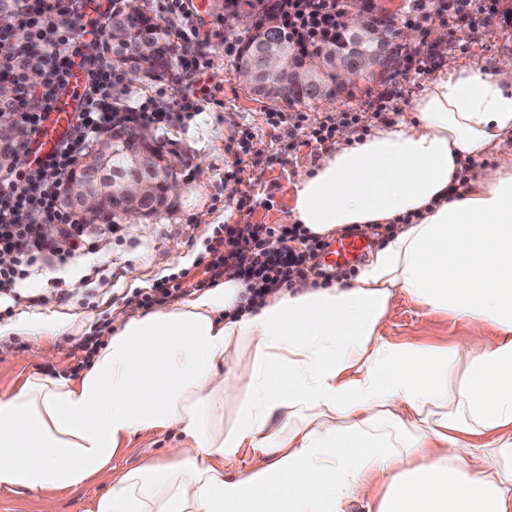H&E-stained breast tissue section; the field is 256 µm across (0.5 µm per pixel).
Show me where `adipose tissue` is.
<instances>
[{
  "mask_svg": "<svg viewBox=\"0 0 512 512\" xmlns=\"http://www.w3.org/2000/svg\"><path fill=\"white\" fill-rule=\"evenodd\" d=\"M511 142L512 65L444 64L407 115L294 178L310 235L385 230L355 281L255 298L228 277L115 312L78 377L0 395V489L79 487L132 437L173 430L166 462L124 470L93 512H512ZM399 296L496 334L391 342Z\"/></svg>",
  "mask_w": 512,
  "mask_h": 512,
  "instance_id": "1",
  "label": "adipose tissue"
}]
</instances>
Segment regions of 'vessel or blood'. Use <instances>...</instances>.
Wrapping results in <instances>:
<instances>
[{
  "mask_svg": "<svg viewBox=\"0 0 512 512\" xmlns=\"http://www.w3.org/2000/svg\"><path fill=\"white\" fill-rule=\"evenodd\" d=\"M85 84V72L82 67H73L68 79L65 94L51 105L48 117L40 127L38 135L30 145V158L43 161L51 156L67 136L73 116L81 104V94ZM369 247L368 241L359 234H348L335 241L327 249L328 265L346 267L360 260Z\"/></svg>",
  "mask_w": 512,
  "mask_h": 512,
  "instance_id": "vessel-or-blood-1",
  "label": "vessel or blood"
}]
</instances>
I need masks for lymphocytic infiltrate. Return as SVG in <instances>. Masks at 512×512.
<instances>
[{"label":"lymphocytic infiltrate","instance_id":"f902f5d3","mask_svg":"<svg viewBox=\"0 0 512 512\" xmlns=\"http://www.w3.org/2000/svg\"><path fill=\"white\" fill-rule=\"evenodd\" d=\"M62 11L80 18L79 0H22L21 6L0 23V39L24 33L25 44L10 58L0 62V79L19 88L18 95L0 103V114L15 116L28 135H35L46 111L67 83L74 56L80 51L76 28L61 29L54 17ZM168 13L178 20L177 36L184 48L180 60V81L186 92L173 104L150 102L133 108L120 105L121 88L106 52L86 56L87 84L85 105L77 113L65 141L38 167L26 163V145L15 149L14 165L0 170V290H15L37 266L50 263L64 267L82 252L92 249L87 231L58 206L60 177L85 153L94 134L116 122H162L172 111L192 110L196 79L204 67L197 31L186 0H168ZM43 61L41 80L26 79L30 55ZM43 224L61 225L59 238L40 235ZM283 241L280 251H269L272 236ZM321 240L305 234L301 225L273 227L264 224L225 225L223 235L210 240L206 271L211 280L233 277L247 283L255 295H269L299 279H319L330 283L327 272L316 258L323 249Z\"/></svg>","mask_w":512,"mask_h":512}]
</instances>
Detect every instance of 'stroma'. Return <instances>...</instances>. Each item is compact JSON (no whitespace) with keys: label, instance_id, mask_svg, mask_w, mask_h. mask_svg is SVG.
<instances>
[{"label":"stroma","instance_id":"stroma-1","mask_svg":"<svg viewBox=\"0 0 512 512\" xmlns=\"http://www.w3.org/2000/svg\"><path fill=\"white\" fill-rule=\"evenodd\" d=\"M424 26L441 31L443 57L480 63L487 71L512 62V0H497L496 12L486 17L430 15ZM224 0H208L199 24L206 67L196 93L199 109L183 113L157 128L165 149L185 161L180 188L170 195L159 215L139 225L120 228L99 241L67 268L37 270L16 291L0 295V326L25 320L34 324L66 323L69 331L44 350L32 336L0 338V392L20 385L39 372L73 376L78 360L73 345L111 324L112 310L128 308L136 285L152 290L161 281L181 274L189 281L204 279L208 240L225 224L290 223V202L296 173L311 168L321 156L304 133L289 134L287 125H271L274 113H301L307 127L325 117L357 112L372 117L373 127L395 123L412 107L426 80L406 66L396 75V97L386 114L373 118L370 101L382 87L378 76L357 77L336 101H317L292 107L250 94L234 66L236 38L227 32ZM175 75L156 80L127 81L123 104L179 97ZM79 289H72V282ZM391 341L418 346L446 347L470 338L462 321L428 313L405 298H397L384 326ZM178 436L173 431H148L133 437L112 460L110 468L78 489L49 490L38 495L0 490V512H92L94 501L124 469L139 465L143 449L164 459Z\"/></svg>","mask_w":512,"mask_h":512}]
</instances>
